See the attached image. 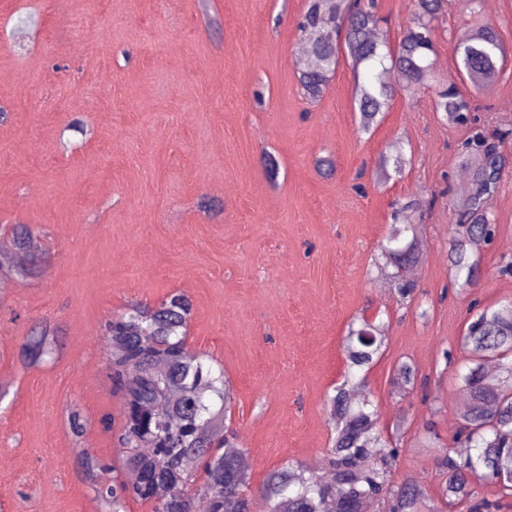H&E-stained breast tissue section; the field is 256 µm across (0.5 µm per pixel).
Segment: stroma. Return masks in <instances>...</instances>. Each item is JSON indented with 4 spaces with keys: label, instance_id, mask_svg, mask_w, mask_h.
Wrapping results in <instances>:
<instances>
[{
    "label": "stroma",
    "instance_id": "1",
    "mask_svg": "<svg viewBox=\"0 0 512 512\" xmlns=\"http://www.w3.org/2000/svg\"><path fill=\"white\" fill-rule=\"evenodd\" d=\"M308 0H0V226L35 224L49 252L38 274L0 285V512H91L105 488L84 476L80 447L118 463L105 321L126 305L176 292L193 303L187 349L223 369L235 399L226 424L251 460L260 498L286 461L326 464L333 430L325 396L346 371L350 322L375 315L388 337L367 372L379 426L401 455L394 482L419 480L440 498L446 476L418 450L426 427L456 448L461 388L455 366L475 308L512 300V0L483 17L507 56L495 83L471 98L503 161L487 197L495 227L481 276L460 291L448 262L453 210L463 201L464 126L424 91L396 94L363 131L355 73L341 60L309 101L293 54ZM34 15L26 54L10 31ZM453 9L435 24L434 77L457 78ZM80 121L83 132L68 130ZM400 143L402 173L381 162ZM333 169L322 173L318 158ZM278 165L269 179L267 159ZM427 208L416 220L423 253L409 276L415 301L382 299L375 261L396 204ZM59 356L28 366L21 347L38 324ZM429 377V396L392 392L400 364ZM79 412L82 437L69 430Z\"/></svg>",
    "mask_w": 512,
    "mask_h": 512
}]
</instances>
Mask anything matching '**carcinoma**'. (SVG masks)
Instances as JSON below:
<instances>
[{"mask_svg": "<svg viewBox=\"0 0 512 512\" xmlns=\"http://www.w3.org/2000/svg\"><path fill=\"white\" fill-rule=\"evenodd\" d=\"M456 7L468 12L473 23L460 30L454 41L458 74L477 90L488 89L496 80L504 59L502 42L494 27L482 18V0H412V18L397 45L389 48L381 40L385 20L376 11L375 0H309L298 23L307 55L299 68V81L312 99L321 97L341 57L354 70L364 69L355 81L354 100L363 131L371 129L384 112L394 89L384 79L388 70L403 77L402 91L414 94L432 89L436 111L464 124L469 135L464 142L472 190L466 205L453 215L461 232L450 240L448 261L457 284L464 290L479 275L478 251L495 237V225L484 212L485 197L496 190L501 177V159L495 152L474 108L454 82L431 86L434 23ZM423 208L413 200L398 208L395 219L404 222L391 245L384 248L385 264L401 301L411 302L416 284L398 277L399 270L420 261L410 212ZM40 231L31 224L11 228L14 249L35 256ZM37 264L19 265L10 254L0 253V278L26 279ZM192 303L187 295L175 293L156 306L133 303L105 324L109 343V370L121 400L116 439L124 469L135 473L132 481L112 488L109 512H125L127 501L152 505L153 512H255L247 495L249 476L240 466L245 449L238 437L227 432L226 414L231 408L233 388L224 377L207 366L203 358L188 353L186 326ZM50 327L43 325L22 348V356L38 363L54 354ZM386 336L382 325H369L360 316L345 336L347 375L327 397L335 436L329 451L328 468L319 478L307 475L305 466L289 462L268 478L263 499L267 512H364L369 500H379L385 512H441L462 501L482 500L481 490L498 484L512 490V301L496 309L486 308L469 324L462 345L471 365L458 374L468 395L460 411V435L464 454H451L439 437H426L422 448L436 454L447 474L441 505H429L423 487L416 481L395 484L392 468L400 449L381 442L377 412L365 396L354 401L351 392L365 387L360 372L381 355ZM494 358L497 371L489 374L483 361ZM417 378L414 369L401 365L393 379L394 393L410 394ZM145 443L149 452L141 451ZM83 465L94 482L102 481L106 469L86 448L80 449Z\"/></svg>", "mask_w": 512, "mask_h": 512, "instance_id": "carcinoma-1", "label": "carcinoma"}]
</instances>
